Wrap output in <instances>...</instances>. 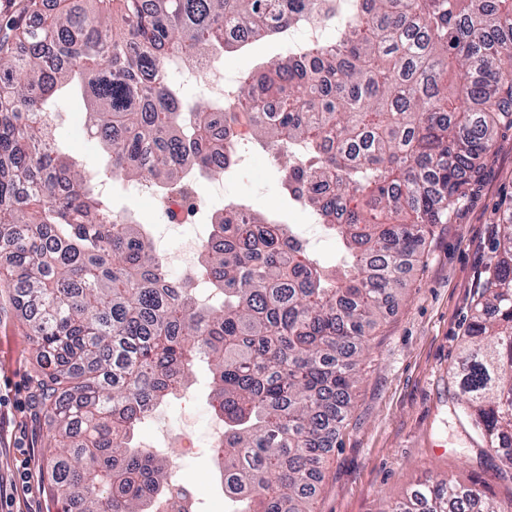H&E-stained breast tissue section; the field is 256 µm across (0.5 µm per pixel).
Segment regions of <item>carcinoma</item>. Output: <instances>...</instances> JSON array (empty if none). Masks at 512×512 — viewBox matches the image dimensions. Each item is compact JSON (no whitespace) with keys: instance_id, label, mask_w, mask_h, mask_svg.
<instances>
[{"instance_id":"carcinoma-1","label":"carcinoma","mask_w":512,"mask_h":512,"mask_svg":"<svg viewBox=\"0 0 512 512\" xmlns=\"http://www.w3.org/2000/svg\"><path fill=\"white\" fill-rule=\"evenodd\" d=\"M343 35L299 63L244 78L252 138L294 142L283 192L313 212L335 264L294 229L243 204L211 218L196 304L146 234L59 141L50 115L78 97L107 168L187 196L224 169L238 113L185 100L165 59H216L276 32L320 0H119L88 13L31 0L0 16V288L26 311L54 452L46 477L64 512H148L167 480L133 443L201 359L224 420L232 512H313L315 465L351 411L352 350L405 288L401 271L467 194L495 134L512 128V0H352ZM459 414L512 475V210L480 285L456 372ZM392 512H512L476 487L431 477Z\"/></svg>"}]
</instances>
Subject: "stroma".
I'll return each instance as SVG.
<instances>
[{"label":"stroma","instance_id":"1","mask_svg":"<svg viewBox=\"0 0 512 512\" xmlns=\"http://www.w3.org/2000/svg\"><path fill=\"white\" fill-rule=\"evenodd\" d=\"M83 108L62 109L61 131L83 164L103 155L83 134ZM225 202H243L286 224L306 214L281 190L276 169L227 179ZM512 206V130L499 132L477 179L450 223L426 238L405 278L399 300L389 302L369 336L358 369L353 408L336 434L315 483L314 512H391L429 476L473 485L485 497L512 498V480L493 478V459L460 425L453 368L460 356L477 289L493 255L497 226ZM36 357L25 312L0 293V481L9 483V512H60L45 478L48 427L34 395ZM211 373L197 362L185 393L161 404L170 419L193 414L196 434L183 449V476L196 492L199 512H219L208 483L212 450L205 433L212 417Z\"/></svg>","mask_w":512,"mask_h":512}]
</instances>
